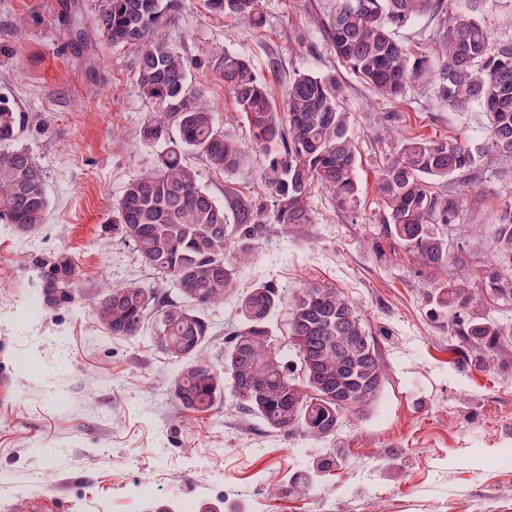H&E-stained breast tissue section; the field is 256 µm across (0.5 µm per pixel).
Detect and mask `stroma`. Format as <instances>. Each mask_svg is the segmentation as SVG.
<instances>
[{
    "label": "stroma",
    "mask_w": 512,
    "mask_h": 512,
    "mask_svg": "<svg viewBox=\"0 0 512 512\" xmlns=\"http://www.w3.org/2000/svg\"><path fill=\"white\" fill-rule=\"evenodd\" d=\"M329 0H264L255 30L211 14L205 0H176L166 33L188 59L229 49L246 55L274 96L295 72L341 70L325 32ZM478 13L492 45L512 41V0H449ZM86 32L76 48L72 27ZM224 135L247 157L213 172L199 152L186 160L221 204L243 199L266 213L237 288L207 318L205 355L224 361L238 325V296L263 283L292 295L327 286L359 308L375 337L386 379L372 407L346 418L330 440L267 428L224 394L214 409L182 411L171 392L179 369L150 334H108L95 297L105 283L135 284L177 300L170 282L112 228L125 185L152 168L159 145L141 141L151 114L136 84L135 54L112 48L93 21V0H0V94L21 115L19 146L40 166L51 208L32 234L0 224V512H148L171 503L199 512L224 502L241 512H512V345L498 369L474 367L447 320L430 316L432 284L447 280L381 232L374 179L402 139L480 142L487 117L441 99L430 81L385 101L346 76L342 107L361 164V206L339 210L315 190L313 221L278 224L258 186L265 157L219 74L192 72ZM512 204V164L487 155L483 174L449 233L470 266L490 264L499 214ZM70 269L74 300L53 283ZM337 465L307 482L313 464ZM301 491L272 495L280 478ZM155 489L148 499L143 481Z\"/></svg>",
    "instance_id": "stroma-1"
}]
</instances>
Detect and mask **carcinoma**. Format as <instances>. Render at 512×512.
<instances>
[{
    "label": "carcinoma",
    "instance_id": "cac0c4a2",
    "mask_svg": "<svg viewBox=\"0 0 512 512\" xmlns=\"http://www.w3.org/2000/svg\"><path fill=\"white\" fill-rule=\"evenodd\" d=\"M206 2L210 12L253 29L266 23L262 0ZM173 9V0H94L103 40L136 53L139 92L152 106L142 141L165 143L156 165L125 186L112 223L180 297L165 302L137 285L108 287L96 302L97 317L109 333L125 338L140 336L147 315L157 317L154 342L181 362L172 394L184 411L209 412L228 389L271 430L331 439L336 421L367 411L385 380L375 338L339 290L302 288L288 301L271 285L256 286L239 299L240 325L224 365L215 368L204 356L210 336L205 313L234 292L238 267L253 257L262 210L242 203L233 212L236 224H228L224 205L185 161L197 150L212 170L224 172L240 167L245 156L217 127L204 91L192 80V64L166 37ZM429 12L442 16L446 27L436 66L427 55H412L396 36L397 28ZM324 31L340 63L379 97L396 100L409 84L431 78L449 106H477L488 114L485 139L475 145L421 137L398 142L379 166L375 192L384 235L430 269L459 267L432 287L431 315H453L448 325L475 354V364L496 368L485 348L512 343V329L480 307L489 300L512 302V278L502 276L512 270V207L499 217L493 264L471 272L460 268L462 249L445 230L459 217L463 198L432 191L431 180L469 172L474 184L489 153L512 164V43L491 48L484 23L450 12L445 0H333ZM206 63L224 79L255 143L283 147L268 153L258 174L277 223L292 229L311 223L317 187L340 210H358L360 156L340 105L337 71L295 74L278 102L245 56L224 50ZM19 130L18 113L0 96V221L27 234L45 222L50 196L41 168L16 145ZM285 303L299 378L273 336L272 317Z\"/></svg>",
    "mask_w": 512,
    "mask_h": 512
}]
</instances>
